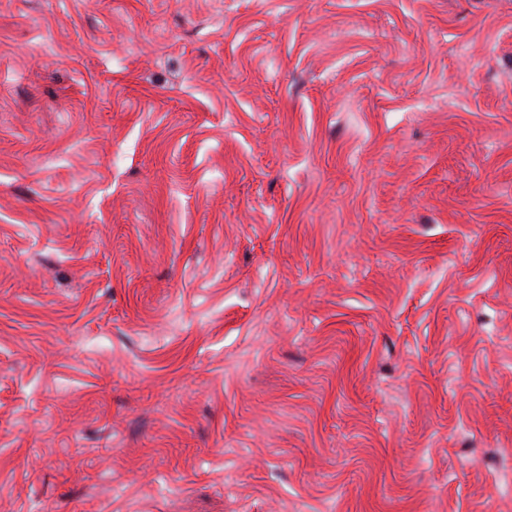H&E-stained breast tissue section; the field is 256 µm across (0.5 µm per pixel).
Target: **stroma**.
<instances>
[{"mask_svg":"<svg viewBox=\"0 0 512 512\" xmlns=\"http://www.w3.org/2000/svg\"><path fill=\"white\" fill-rule=\"evenodd\" d=\"M0 512H512V0H0Z\"/></svg>","mask_w":512,"mask_h":512,"instance_id":"stroma-1","label":"stroma"}]
</instances>
